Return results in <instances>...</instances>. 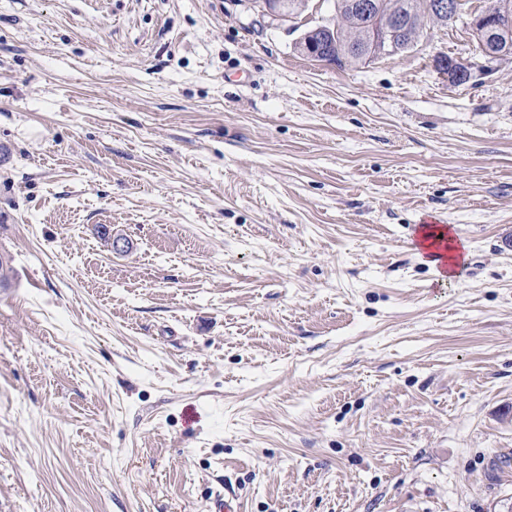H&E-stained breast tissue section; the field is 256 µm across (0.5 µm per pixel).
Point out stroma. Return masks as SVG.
Listing matches in <instances>:
<instances>
[{
    "label": "stroma",
    "mask_w": 512,
    "mask_h": 512,
    "mask_svg": "<svg viewBox=\"0 0 512 512\" xmlns=\"http://www.w3.org/2000/svg\"><path fill=\"white\" fill-rule=\"evenodd\" d=\"M486 4L340 69L294 48L333 0H0V512H506ZM428 218L469 246L453 281Z\"/></svg>",
    "instance_id": "35a3bbf8"
}]
</instances>
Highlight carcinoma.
<instances>
[{"mask_svg": "<svg viewBox=\"0 0 512 512\" xmlns=\"http://www.w3.org/2000/svg\"><path fill=\"white\" fill-rule=\"evenodd\" d=\"M512 0H491L483 10L495 15L501 33L475 36V51L485 57L488 53L512 56V7L504 9L505 2ZM372 11L368 15L359 14L348 7V0H334L336 11L333 30L329 33L318 31L309 35V40L323 53L331 57L333 64L363 62L362 48L373 46V19L387 14L405 19L406 32L400 36V52L409 50L415 43L422 28L430 23L447 25L453 21L450 16L440 15L429 10V0H370Z\"/></svg>", "mask_w": 512, "mask_h": 512, "instance_id": "1", "label": "carcinoma"}]
</instances>
